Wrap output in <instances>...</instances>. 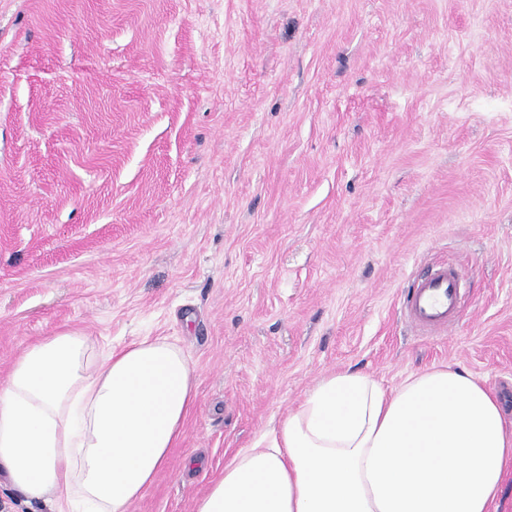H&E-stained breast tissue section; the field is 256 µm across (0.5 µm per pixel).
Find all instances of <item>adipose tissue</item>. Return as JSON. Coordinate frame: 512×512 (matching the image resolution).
I'll return each mask as SVG.
<instances>
[{"instance_id":"ef3b65f1","label":"adipose tissue","mask_w":512,"mask_h":512,"mask_svg":"<svg viewBox=\"0 0 512 512\" xmlns=\"http://www.w3.org/2000/svg\"><path fill=\"white\" fill-rule=\"evenodd\" d=\"M197 386L164 338L102 353L78 330L41 337L0 383V472L54 512H128ZM511 468L512 430L472 373L435 368L390 392L346 368L227 460L194 512H491Z\"/></svg>"}]
</instances>
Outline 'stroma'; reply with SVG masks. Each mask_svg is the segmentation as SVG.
I'll list each match as a JSON object with an SVG mask.
<instances>
[{"label": "stroma", "mask_w": 512, "mask_h": 512, "mask_svg": "<svg viewBox=\"0 0 512 512\" xmlns=\"http://www.w3.org/2000/svg\"><path fill=\"white\" fill-rule=\"evenodd\" d=\"M438 261L447 334L402 297ZM162 336L199 380L129 512H193L328 372L512 423V0H0V380Z\"/></svg>", "instance_id": "obj_1"}]
</instances>
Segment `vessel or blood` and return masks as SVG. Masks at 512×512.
Instances as JSON below:
<instances>
[{"label":"vessel or blood","mask_w":512,"mask_h":512,"mask_svg":"<svg viewBox=\"0 0 512 512\" xmlns=\"http://www.w3.org/2000/svg\"><path fill=\"white\" fill-rule=\"evenodd\" d=\"M461 299L458 275L441 264L408 288L404 301L412 320L430 331H442L455 319Z\"/></svg>","instance_id":"obj_1"}]
</instances>
